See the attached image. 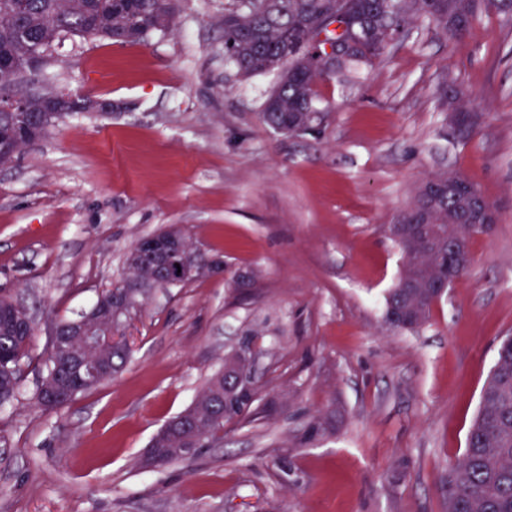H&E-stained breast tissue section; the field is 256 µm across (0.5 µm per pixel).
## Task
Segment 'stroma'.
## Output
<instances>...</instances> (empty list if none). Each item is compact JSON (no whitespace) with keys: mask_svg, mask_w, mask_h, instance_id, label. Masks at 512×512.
<instances>
[{"mask_svg":"<svg viewBox=\"0 0 512 512\" xmlns=\"http://www.w3.org/2000/svg\"><path fill=\"white\" fill-rule=\"evenodd\" d=\"M229 0H177L173 30L139 44L68 35L41 89L111 102L60 119L0 165V290L36 329L15 399L0 408V512H445L502 338L512 336V29L483 13L449 46L418 20L351 80L318 86L319 131L263 120L275 74L224 58ZM455 78L487 107L458 139L438 101ZM463 175L499 211L420 330L387 331L401 253L386 232L416 188ZM181 226L223 271L131 309L130 357L67 406L36 404L48 320L89 311L126 275L142 236ZM248 270L251 286L235 287ZM252 338L272 414L227 424L194 460H140ZM338 430L276 464L319 412Z\"/></svg>","mask_w":512,"mask_h":512,"instance_id":"35a3bbf8","label":"stroma"}]
</instances>
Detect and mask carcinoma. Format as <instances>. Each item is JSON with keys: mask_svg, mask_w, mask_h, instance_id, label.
<instances>
[{"mask_svg": "<svg viewBox=\"0 0 512 512\" xmlns=\"http://www.w3.org/2000/svg\"><path fill=\"white\" fill-rule=\"evenodd\" d=\"M337 0H231L224 9V44L231 45L226 61L245 77L267 73L268 63L290 48L288 59L279 70V82L266 98L265 123L286 126L288 120L316 111L317 86L325 81L319 67L309 59H319L325 45L341 44L349 26L338 12L333 22L337 29L324 24L325 39L311 43L308 27L333 14ZM351 12L370 24L377 36L347 52L336 73L348 78L372 60L380 57L386 45L380 38L385 30L411 23L419 18L434 24L448 40V45L462 43L472 25L493 6L504 27L512 26V0H349ZM175 26L173 0H0V58H23L34 52H47L62 35L78 34L96 39H112L137 44L155 31H169ZM462 92L453 79L441 93V99L460 112L471 113V125L459 133L470 136L481 115L475 108L461 104ZM11 112H0V134L14 131L15 138L3 140V158L22 152L31 139L15 129ZM428 183L437 187L429 215L448 231L427 241H408L402 247L404 263L399 278L385 299L384 324L390 331L415 332L429 320L436 300L425 288L437 272L448 269V238L461 241L469 248L472 237L480 230L464 224L448 223L456 213L457 201L448 196V174L442 173ZM425 204L424 186H419L399 220L418 219ZM25 336L0 329V389L8 404L19 385V365L26 356ZM102 368L99 378L73 382L71 396L89 391L112 380L128 359V350L118 334L101 337V344L90 352ZM63 352L50 350L45 360V374L37 393V405L45 411L60 408L68 401L54 403L48 388L58 381L56 366ZM205 390L224 393V410L215 409L207 421L210 432L224 429V421L244 419L254 404L250 396L235 391L233 381L224 370L214 374ZM336 432L335 413L315 416L306 429L292 438L293 445L306 446ZM448 512H512V337L504 339L497 350L491 374L482 387L476 418L470 427L460 458L449 468L446 480Z\"/></svg>", "mask_w": 512, "mask_h": 512, "instance_id": "1", "label": "carcinoma"}]
</instances>
